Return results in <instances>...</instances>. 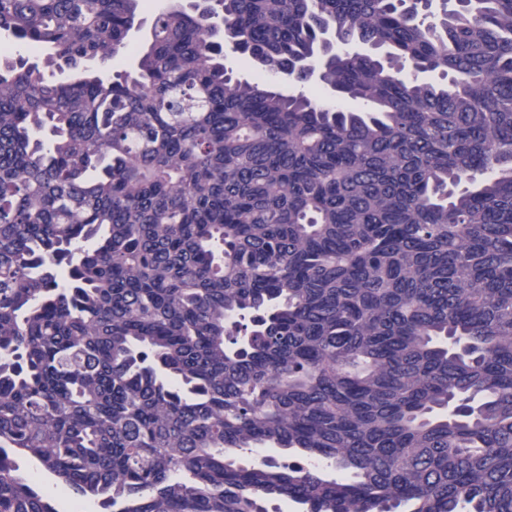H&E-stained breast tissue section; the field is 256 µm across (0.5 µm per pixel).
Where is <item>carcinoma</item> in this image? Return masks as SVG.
<instances>
[{
    "mask_svg": "<svg viewBox=\"0 0 512 512\" xmlns=\"http://www.w3.org/2000/svg\"><path fill=\"white\" fill-rule=\"evenodd\" d=\"M434 2L0 0V512H512V0Z\"/></svg>",
    "mask_w": 512,
    "mask_h": 512,
    "instance_id": "cac0c4a2",
    "label": "carcinoma"
}]
</instances>
